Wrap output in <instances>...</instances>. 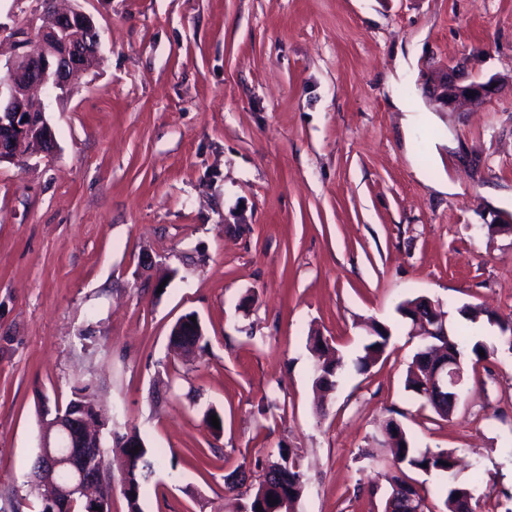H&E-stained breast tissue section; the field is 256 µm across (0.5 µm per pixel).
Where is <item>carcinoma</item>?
<instances>
[{"label": "carcinoma", "instance_id": "carcinoma-1", "mask_svg": "<svg viewBox=\"0 0 512 512\" xmlns=\"http://www.w3.org/2000/svg\"><path fill=\"white\" fill-rule=\"evenodd\" d=\"M428 297L418 296L412 299L402 301L397 311L404 318H412L414 310L426 308ZM461 315L469 322L476 324L478 322H487L499 329V345H487L481 340H472L466 334L450 333L448 336V349L461 356L463 367L476 368L487 357L500 349L506 351L512 350V318L504 319L499 315L481 307L465 306L460 310ZM391 338L387 327L374 324L372 330L366 338L361 353L353 360V369L359 373L370 370L377 361L385 354ZM315 344L311 351L315 358L314 374L315 380L320 382L322 377L327 376L331 380V385L341 379L345 369V362L342 358L336 356L335 350L319 335L313 336ZM432 348V345L421 342L417 352L407 369L406 387L416 395H421V387L426 375L420 366V360ZM484 354H479V351ZM91 384L88 382H78L73 386L71 398L64 407V412L77 411L85 408L93 411L94 405L90 399ZM392 454L395 471L386 476L390 490L403 488L412 490L405 480L404 470L413 469L424 473H437L447 476L448 484L443 490V505L445 512H457L454 507L456 501L463 497H471V492L466 485L456 481L455 469L457 467V458L454 451L442 449L431 451L426 449L419 450L411 446L410 440L404 431L397 429L392 436ZM138 448V453L133 454L131 450ZM111 452L119 455L125 463L126 471L121 485V490L125 496L129 512H141L139 506L140 493L144 485L148 484L156 472L157 459L146 448L142 439L135 433V429L119 434L113 433ZM263 476L271 477V489L262 491V487H257L251 493L246 495L242 512H280L287 503H293L301 494L303 488V473L299 470L295 453L289 448L278 449L277 460L272 462L269 470L263 472ZM274 498L277 503L272 504L269 498ZM262 510H257V507Z\"/></svg>", "mask_w": 512, "mask_h": 512}]
</instances>
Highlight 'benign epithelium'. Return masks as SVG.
<instances>
[{
	"instance_id": "7a95c632",
	"label": "benign epithelium",
	"mask_w": 512,
	"mask_h": 512,
	"mask_svg": "<svg viewBox=\"0 0 512 512\" xmlns=\"http://www.w3.org/2000/svg\"><path fill=\"white\" fill-rule=\"evenodd\" d=\"M44 11L33 21L34 36L24 35L16 42L21 49L7 64L8 75L0 80V162L25 165L32 154L50 153L55 147L54 133L45 112L33 106L37 92L47 89L66 91L72 81L89 70L97 59L100 38L91 15L77 8L61 9L57 0H42ZM461 62L434 79L436 100L454 106H481L493 90L492 81L465 82ZM434 312L430 321L411 323L414 336L448 335V315L429 302ZM464 381L460 360H447L435 370L429 391L459 397ZM103 413L85 415L70 423L64 420L61 406L46 411L41 433V482L49 489L48 497L61 495L63 512H75L78 502L90 498L98 488V475L86 464L90 448L103 447L99 425Z\"/></svg>"
}]
</instances>
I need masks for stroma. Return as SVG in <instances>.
<instances>
[{
  "label": "stroma",
  "instance_id": "1",
  "mask_svg": "<svg viewBox=\"0 0 512 512\" xmlns=\"http://www.w3.org/2000/svg\"><path fill=\"white\" fill-rule=\"evenodd\" d=\"M71 5L98 61L48 101L54 150L0 163V512H40L37 410L81 380L159 457L141 512H236L226 478L257 483L281 447L294 512H382L390 419L465 460L475 512H512V355L439 417L405 388L419 341L397 311L429 297L488 343L461 308L512 317V0ZM42 10L0 0V77ZM456 59L494 80L482 107L433 97ZM188 313L204 350L185 359L169 335ZM370 321L383 357L318 397L309 335L349 361Z\"/></svg>",
  "mask_w": 512,
  "mask_h": 512
}]
</instances>
